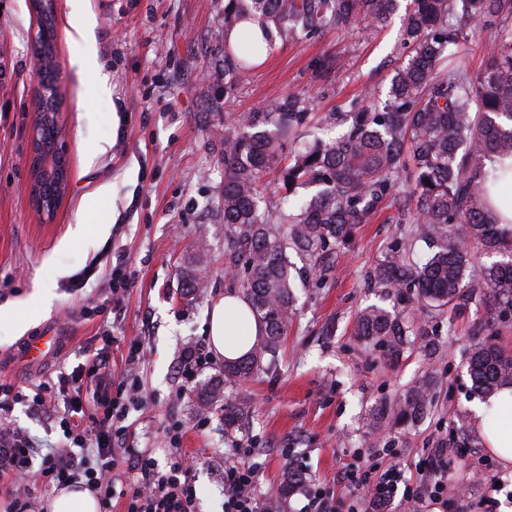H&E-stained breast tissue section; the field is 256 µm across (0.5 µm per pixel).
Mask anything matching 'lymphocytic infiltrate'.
Listing matches in <instances>:
<instances>
[{
	"label": "lymphocytic infiltrate",
	"instance_id": "obj_1",
	"mask_svg": "<svg viewBox=\"0 0 512 512\" xmlns=\"http://www.w3.org/2000/svg\"><path fill=\"white\" fill-rule=\"evenodd\" d=\"M139 383L135 377L113 382L106 362L93 358L71 373L60 375L57 390L37 386L23 395L13 384H0V406L9 400L28 398L45 411L63 434L59 447L41 452L38 444L20 429L0 425V476L11 481L27 479L29 465L41 458V476L57 486L84 483L111 495L109 474L119 465L137 475L127 512H193L196 492L189 482L188 460L171 451L166 465L151 456L129 453L125 445V421ZM237 460L224 469V512H261L256 495L260 471L252 463L250 446L239 445ZM428 479L414 488L399 490L400 473L391 469L378 476L362 475L360 463L347 465L344 478L350 484L368 487L371 507L403 498L410 512H425L437 502L448 485V451L435 448L425 458Z\"/></svg>",
	"mask_w": 512,
	"mask_h": 512
}]
</instances>
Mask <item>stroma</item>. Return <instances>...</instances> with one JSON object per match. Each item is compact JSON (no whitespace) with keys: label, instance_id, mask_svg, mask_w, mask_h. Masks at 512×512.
Here are the masks:
<instances>
[{"label":"stroma","instance_id":"1","mask_svg":"<svg viewBox=\"0 0 512 512\" xmlns=\"http://www.w3.org/2000/svg\"><path fill=\"white\" fill-rule=\"evenodd\" d=\"M227 7L228 0H56L60 144L71 177L53 219L42 223L32 210L25 163L38 87L36 16L28 0H0V381L22 388L51 382L96 354L109 360L117 380L123 355L140 343L143 404L129 413L126 445L161 463L174 445L189 454L196 512H224L222 472L246 439L261 467L264 498L298 469L333 497L336 512H359L368 491L341 482L347 463L361 460L372 473L400 468L412 485L428 450L444 448L454 470L443 512H512V465L484 446L467 373L477 339L512 352V318H488L472 301L465 311L433 318L431 350L413 336L392 360L355 333L361 309L394 304L373 279L384 254L413 248L403 187L337 249L332 267L298 286L275 367L240 388L250 410L239 429L225 426L220 406L200 410L193 392L183 391L184 350L207 345L212 306L238 290L242 274L224 253L219 203L227 122L288 95L302 97L303 120L281 151L289 162L299 143L336 137L352 112L385 97L407 52L401 11L382 27L311 37L285 31L228 95L219 78ZM77 10L92 18L88 37L99 62L82 74L71 64L76 49L67 35ZM202 240L209 286L188 298L180 271ZM117 256L129 285L120 307L100 316L95 308L110 295ZM90 265L96 274L79 285ZM40 288L52 290L51 310L18 336L13 321ZM482 322L487 330L479 338L474 328ZM50 331L62 338L59 351L41 367L22 365L25 339ZM424 377L431 381V408L421 420L404 428L374 419L380 403ZM0 421L46 448L61 438L59 427L24 400L0 411ZM475 467L503 485L492 493L470 483L469 498L459 501L454 485L469 482Z\"/></svg>","mask_w":512,"mask_h":512}]
</instances>
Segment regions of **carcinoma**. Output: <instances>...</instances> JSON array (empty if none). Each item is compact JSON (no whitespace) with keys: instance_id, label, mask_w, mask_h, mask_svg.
Segmentation results:
<instances>
[{"instance_id":"carcinoma-1","label":"carcinoma","mask_w":512,"mask_h":512,"mask_svg":"<svg viewBox=\"0 0 512 512\" xmlns=\"http://www.w3.org/2000/svg\"><path fill=\"white\" fill-rule=\"evenodd\" d=\"M399 8L400 0H240L228 22L257 17L309 35L361 22L379 27ZM459 15L497 28L488 63L475 75L438 66L445 52L476 42ZM405 34L411 51L394 71L384 102L354 113L341 136L317 138L298 151L283 175L292 200L276 218L260 206L262 178L301 120L303 100L290 95L224 130V236L242 256L241 288L265 326L248 356L224 363V383L248 381L277 361L296 301L288 250L315 266L330 260L393 191L406 153L413 163L406 217L410 235L427 251L416 260L391 249L375 271L377 284L400 302L414 299L440 312L459 308L464 292L478 289L489 310L512 313V229L489 210L491 191L508 170L488 165L512 157V0H411ZM271 45L270 35L260 41L245 32L224 50L225 94ZM202 256L190 257L181 271L188 295L205 287L197 274ZM356 321L359 335L392 355L406 337L429 335L379 306L361 310ZM468 368L472 390L483 399L512 385V355L492 344L477 341ZM429 396L430 382L422 378L377 415L390 411L397 423L413 422L427 410ZM219 398L220 389L209 382L196 389L205 409ZM246 406L243 399L224 401V423L235 425Z\"/></svg>"}]
</instances>
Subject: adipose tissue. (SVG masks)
I'll use <instances>...</instances> for the list:
<instances>
[{"label": "adipose tissue", "instance_id": "ef3b65f1", "mask_svg": "<svg viewBox=\"0 0 512 512\" xmlns=\"http://www.w3.org/2000/svg\"><path fill=\"white\" fill-rule=\"evenodd\" d=\"M263 325L253 316L246 299L234 292L225 293L215 302L208 338L213 352L227 361L246 357L259 336ZM496 414L497 427L485 430L483 442L505 463H512V386L499 389L488 402L477 403L474 412L484 418L486 411Z\"/></svg>", "mask_w": 512, "mask_h": 512}]
</instances>
